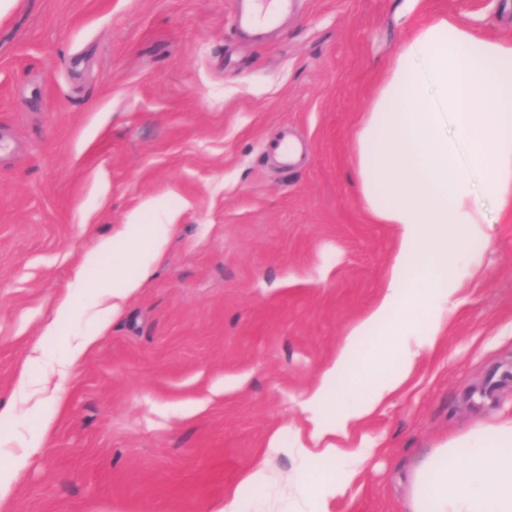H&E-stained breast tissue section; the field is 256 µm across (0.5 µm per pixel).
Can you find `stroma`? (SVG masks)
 Here are the masks:
<instances>
[{"instance_id": "1", "label": "stroma", "mask_w": 512, "mask_h": 512, "mask_svg": "<svg viewBox=\"0 0 512 512\" xmlns=\"http://www.w3.org/2000/svg\"><path fill=\"white\" fill-rule=\"evenodd\" d=\"M234 0H13L0 13V404L36 432L49 395L19 372L76 270L136 275L122 251L83 266L132 214L177 227L145 286L106 316L64 383L65 409L11 512H211L291 437L298 401L374 302L395 238L353 186L355 126L377 73L432 14L512 40V0H295L268 39ZM466 289L414 388L363 423L370 448L340 512H407L431 448L512 414V220L487 227Z\"/></svg>"}]
</instances>
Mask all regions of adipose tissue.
Wrapping results in <instances>:
<instances>
[{
	"label": "adipose tissue",
	"mask_w": 512,
	"mask_h": 512,
	"mask_svg": "<svg viewBox=\"0 0 512 512\" xmlns=\"http://www.w3.org/2000/svg\"><path fill=\"white\" fill-rule=\"evenodd\" d=\"M353 174L371 221L391 224L396 241L374 304L345 330L334 355L301 400L304 425L292 445L306 461L283 500L302 512H336L357 484L368 451L348 447L351 435L405 389L421 358L448 334V322L470 283L486 271L469 260L491 246L487 204L512 216V41L489 38L454 15L437 14L403 39L385 65L354 133ZM174 222L148 224L136 235L99 240L86 256L96 263L123 247L139 268L121 287L99 286L97 299L118 310L151 275L150 257ZM93 330L73 337L64 358L45 367L34 347L20 375L24 386L59 397V382L97 344ZM377 342L368 352V337ZM56 419L21 443L0 431V512L38 454ZM273 481L266 462L248 469L239 490L212 512H244L248 495ZM408 512H512V416L431 449L406 477Z\"/></svg>",
	"instance_id": "ef3b65f1"
}]
</instances>
